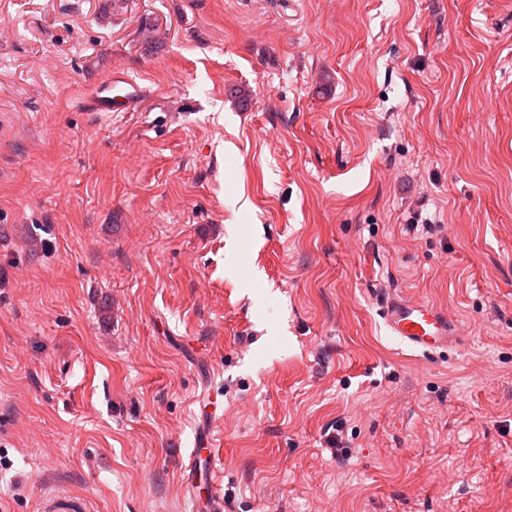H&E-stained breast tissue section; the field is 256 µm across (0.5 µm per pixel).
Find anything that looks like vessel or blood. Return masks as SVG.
<instances>
[{"label":"vessel or blood","mask_w":512,"mask_h":512,"mask_svg":"<svg viewBox=\"0 0 512 512\" xmlns=\"http://www.w3.org/2000/svg\"><path fill=\"white\" fill-rule=\"evenodd\" d=\"M383 320L390 333L406 348L428 354L449 347L456 340L447 314L434 304L393 298L386 302ZM40 512H87L84 498L70 493L43 497Z\"/></svg>","instance_id":"b4317fda"}]
</instances>
